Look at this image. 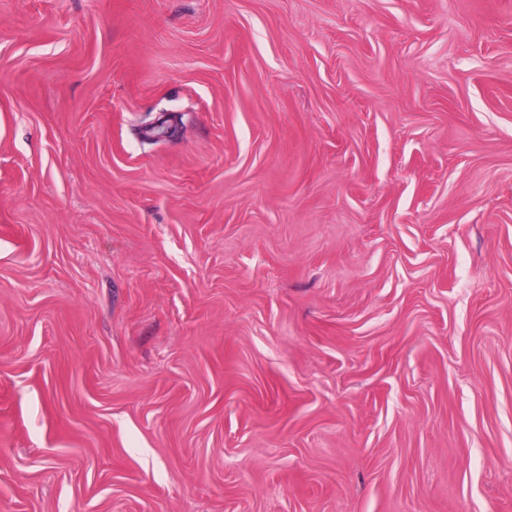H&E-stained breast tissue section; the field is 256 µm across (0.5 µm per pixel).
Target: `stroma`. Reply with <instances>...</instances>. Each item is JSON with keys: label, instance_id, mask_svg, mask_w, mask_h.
Listing matches in <instances>:
<instances>
[{"label": "stroma", "instance_id": "35a3bbf8", "mask_svg": "<svg viewBox=\"0 0 512 512\" xmlns=\"http://www.w3.org/2000/svg\"><path fill=\"white\" fill-rule=\"evenodd\" d=\"M0 512H512V0H0Z\"/></svg>", "mask_w": 512, "mask_h": 512}]
</instances>
